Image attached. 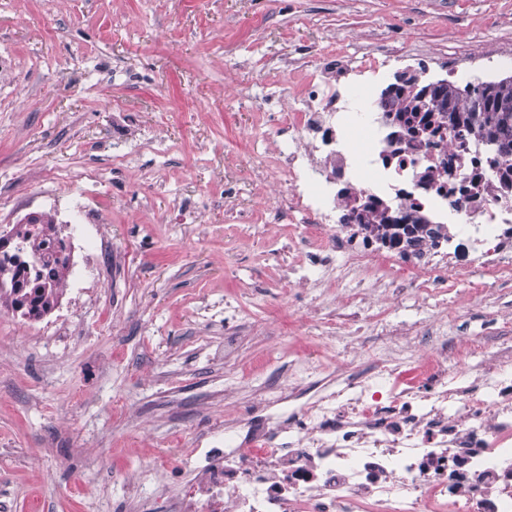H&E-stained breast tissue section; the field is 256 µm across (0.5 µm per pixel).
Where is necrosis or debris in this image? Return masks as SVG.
<instances>
[{"label":"necrosis or debris","mask_w":512,"mask_h":512,"mask_svg":"<svg viewBox=\"0 0 512 512\" xmlns=\"http://www.w3.org/2000/svg\"><path fill=\"white\" fill-rule=\"evenodd\" d=\"M380 63L319 69L285 116L277 180L289 214L311 229L312 251L288 264L289 288L337 308L369 310L371 291L393 301L400 271L375 253L347 215L368 196L424 214L467 242L447 260L425 248L415 282L429 301L436 280H463L462 260L492 279L512 276V189L492 145L447 134L436 147L388 143V102H368L373 124L348 118L363 77ZM368 369L320 376L293 356L295 379L256 391L189 460L193 480L172 512H512V362L448 340L430 321L415 341L369 355Z\"/></svg>","instance_id":"4bbe7bcc"}]
</instances>
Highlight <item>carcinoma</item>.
<instances>
[{
	"instance_id": "1",
	"label": "carcinoma",
	"mask_w": 512,
	"mask_h": 512,
	"mask_svg": "<svg viewBox=\"0 0 512 512\" xmlns=\"http://www.w3.org/2000/svg\"><path fill=\"white\" fill-rule=\"evenodd\" d=\"M386 91L398 139L430 146L450 130L460 140L475 132L501 157L512 159V76L470 83L462 91L446 79L423 83L402 80L397 72ZM355 220L365 236L403 256L434 244L439 232L412 211L388 213L374 198L358 206ZM8 239L9 246L0 247V313L38 321L65 295L70 266L60 257L66 243L62 225L42 213L32 223L12 226Z\"/></svg>"
}]
</instances>
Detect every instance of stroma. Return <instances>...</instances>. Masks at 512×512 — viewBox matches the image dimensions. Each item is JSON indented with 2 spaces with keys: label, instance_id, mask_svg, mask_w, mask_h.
<instances>
[{
  "label": "stroma",
  "instance_id": "35a3bbf8",
  "mask_svg": "<svg viewBox=\"0 0 512 512\" xmlns=\"http://www.w3.org/2000/svg\"><path fill=\"white\" fill-rule=\"evenodd\" d=\"M474 51L462 81L512 75V0H0V227L109 233L52 314H0V512H130L125 476L190 479L183 458L276 379L278 337L315 342L310 294L279 285L293 222L254 232L307 74L386 57L378 89ZM229 293L267 303L231 338L198 315ZM440 299L452 336L512 355V280Z\"/></svg>",
  "mask_w": 512,
  "mask_h": 512
}]
</instances>
